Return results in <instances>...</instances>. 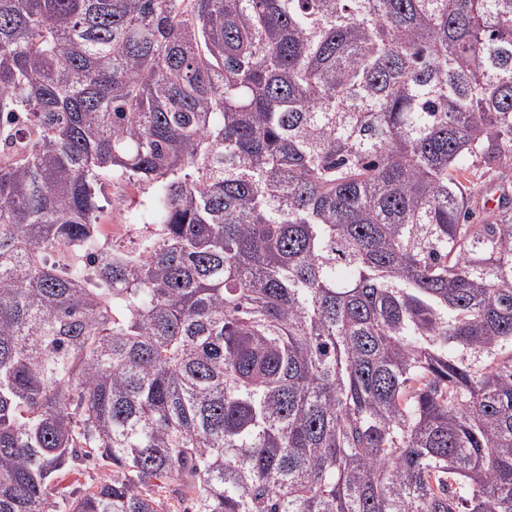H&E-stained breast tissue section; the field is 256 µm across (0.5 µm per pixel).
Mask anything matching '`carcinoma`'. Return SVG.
I'll list each match as a JSON object with an SVG mask.
<instances>
[{
  "instance_id": "cac0c4a2",
  "label": "carcinoma",
  "mask_w": 512,
  "mask_h": 512,
  "mask_svg": "<svg viewBox=\"0 0 512 512\" xmlns=\"http://www.w3.org/2000/svg\"><path fill=\"white\" fill-rule=\"evenodd\" d=\"M493 185L512 0H0V512H512ZM156 186L134 184L124 179L109 178L99 195L104 211L101 217L102 240L125 251L137 247L140 239L154 231L152 211ZM106 199V200H105ZM133 200L128 208L113 205L114 200ZM113 226L116 230L112 229ZM110 472L109 467L98 463H85L81 467L67 471L60 481L54 483V496L61 502L62 497H75L93 484H98ZM155 488L154 497L164 504V512H184L189 506L188 496L184 495L186 489L180 485L178 480L167 479Z\"/></svg>"
}]
</instances>
